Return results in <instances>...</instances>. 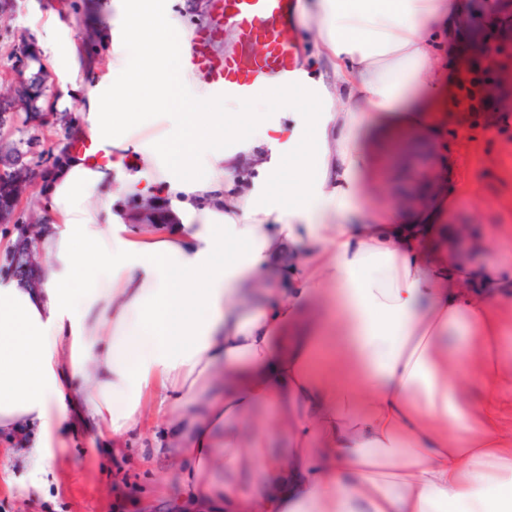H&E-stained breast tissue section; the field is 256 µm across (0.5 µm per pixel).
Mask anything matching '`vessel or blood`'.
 I'll use <instances>...</instances> for the list:
<instances>
[{"instance_id":"1","label":"vessel or blood","mask_w":512,"mask_h":512,"mask_svg":"<svg viewBox=\"0 0 512 512\" xmlns=\"http://www.w3.org/2000/svg\"><path fill=\"white\" fill-rule=\"evenodd\" d=\"M297 0H213L215 16L210 26L193 39L197 72L218 95L249 99L257 90L269 93L293 86L298 76V32L294 24ZM236 33L233 51L217 55L215 41L225 27ZM478 81L464 74L456 81L450 107L460 122L473 120L479 108ZM78 152L95 164L112 160L110 148L90 138L77 143Z\"/></svg>"}]
</instances>
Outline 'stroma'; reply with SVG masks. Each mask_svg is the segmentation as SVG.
Returning a JSON list of instances; mask_svg holds the SVG:
<instances>
[{"mask_svg": "<svg viewBox=\"0 0 512 512\" xmlns=\"http://www.w3.org/2000/svg\"><path fill=\"white\" fill-rule=\"evenodd\" d=\"M13 2L11 10H0V89L19 69L15 44L39 41L44 33L31 18L32 0ZM486 8L485 0H469L454 48L441 62L446 81L471 72L492 97L466 128L442 118L433 132L405 133L399 148L388 146L382 135H371L368 146L376 163L361 179L359 206L387 210L401 223L415 224L447 197L443 244L449 260L477 247L512 263V114H505L499 100L503 69L512 65V44L500 41L501 20L487 15ZM477 33L495 44L493 57L472 53L469 42ZM60 95L58 84L47 81L43 102L50 111L40 126L25 125L21 113L7 115L0 124V144L30 142L28 160L37 179L64 162L73 144L66 135L70 112L54 109ZM156 445L153 437L132 434L116 447L110 437L77 429L65 447L52 449L34 479L19 458L0 454V476L14 479L12 487L0 489V512H172L181 494L180 471L156 453Z\"/></svg>", "mask_w": 512, "mask_h": 512, "instance_id": "35a3bbf8", "label": "stroma"}]
</instances>
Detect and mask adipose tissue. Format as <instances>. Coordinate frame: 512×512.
<instances>
[{"instance_id":"obj_1","label":"adipose tissue","mask_w":512,"mask_h":512,"mask_svg":"<svg viewBox=\"0 0 512 512\" xmlns=\"http://www.w3.org/2000/svg\"><path fill=\"white\" fill-rule=\"evenodd\" d=\"M461 10L303 0L330 73L242 102L196 74L179 0L163 43L154 0H99L102 66L47 0L62 103L82 89L72 134L114 159L49 173L40 284L0 279V437L39 462L78 427L161 434L193 512H512L499 403L456 383L503 356L512 271L431 253L443 211L417 233L354 207L365 130L429 121ZM122 197L167 200L173 225L128 227Z\"/></svg>"}]
</instances>
